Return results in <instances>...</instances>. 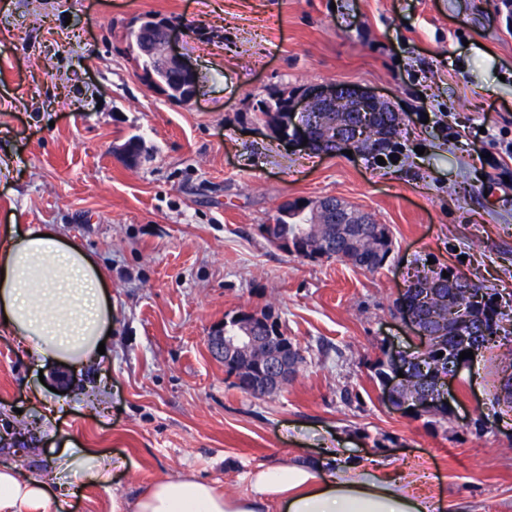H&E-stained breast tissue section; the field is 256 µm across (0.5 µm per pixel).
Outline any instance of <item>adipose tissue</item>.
Segmentation results:
<instances>
[{"mask_svg":"<svg viewBox=\"0 0 512 512\" xmlns=\"http://www.w3.org/2000/svg\"><path fill=\"white\" fill-rule=\"evenodd\" d=\"M105 277L75 240L44 224L0 226V332L38 362L76 367L101 362L97 348L112 326ZM69 482L50 484L0 464V512H65L73 480L107 484L120 467L96 448L68 443L62 451ZM247 489L220 494L186 475L160 480L138 494L128 512H436L431 494L397 479L390 462L347 458L338 448L245 475Z\"/></svg>","mask_w":512,"mask_h":512,"instance_id":"ef3b65f1","label":"adipose tissue"}]
</instances>
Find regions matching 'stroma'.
Masks as SVG:
<instances>
[{
  "mask_svg": "<svg viewBox=\"0 0 512 512\" xmlns=\"http://www.w3.org/2000/svg\"><path fill=\"white\" fill-rule=\"evenodd\" d=\"M147 15L173 26L191 103L145 82L127 34ZM336 82L403 107L397 163L290 148L261 124L270 93ZM510 144L505 0H0V225L79 242L112 301L98 365H40L0 333V461L50 477L69 442L122 456L126 470L82 482L69 512H125L160 479L240 491L253 467L334 440L455 512H512L494 364L458 382L445 420L393 409L373 369L417 346L396 301L429 265L512 305ZM323 197L387 226L382 267L299 258L263 232L282 202ZM241 311L272 312L303 356L272 396L238 389L211 349ZM50 406V432H25Z\"/></svg>",
  "mask_w": 512,
  "mask_h": 512,
  "instance_id": "1",
  "label": "stroma"
}]
</instances>
